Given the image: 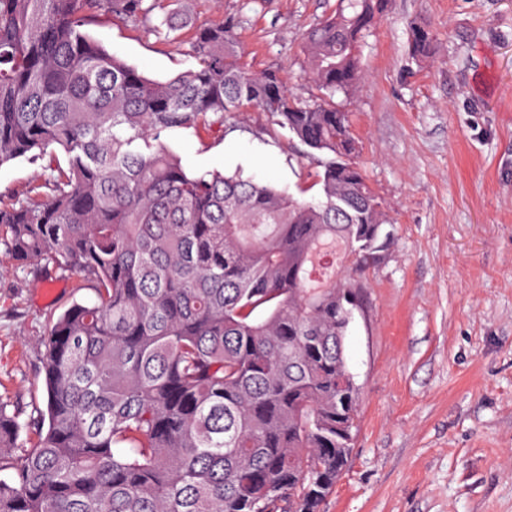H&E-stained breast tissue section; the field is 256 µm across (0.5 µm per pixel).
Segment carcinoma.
Instances as JSON below:
<instances>
[{
    "mask_svg": "<svg viewBox=\"0 0 512 512\" xmlns=\"http://www.w3.org/2000/svg\"><path fill=\"white\" fill-rule=\"evenodd\" d=\"M160 2L0 0V166L49 158L0 201V243L96 294L49 321L35 444L0 401V512H321L359 416L344 340L360 285L336 253L357 272L387 241L333 98L363 78L387 0H338L305 34L310 101L249 67L234 19L197 26L182 0L162 24L193 30L196 65L166 80L85 30ZM409 47L434 54L427 23ZM252 109L322 155L319 198L189 173L162 139Z\"/></svg>",
    "mask_w": 512,
    "mask_h": 512,
    "instance_id": "obj_1",
    "label": "carcinoma"
}]
</instances>
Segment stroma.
Instances as JSON below:
<instances>
[{
    "mask_svg": "<svg viewBox=\"0 0 512 512\" xmlns=\"http://www.w3.org/2000/svg\"><path fill=\"white\" fill-rule=\"evenodd\" d=\"M188 7L198 24L234 17L253 70H281L295 98L315 96L302 38L336 0ZM418 18L437 54L414 64ZM87 31L155 79L195 65L186 31L173 38L107 15ZM362 57L364 79L335 102L389 238L355 276L362 305L345 354L360 388L359 427L322 509L512 512V0H390ZM165 140L188 172L236 173L292 193L317 168L263 112ZM43 178L39 162L1 165L0 200ZM35 270L0 244V398L23 423L45 408L50 315L94 297L79 275L57 269L41 283Z\"/></svg>",
    "mask_w": 512,
    "mask_h": 512,
    "instance_id": "1",
    "label": "stroma"
}]
</instances>
